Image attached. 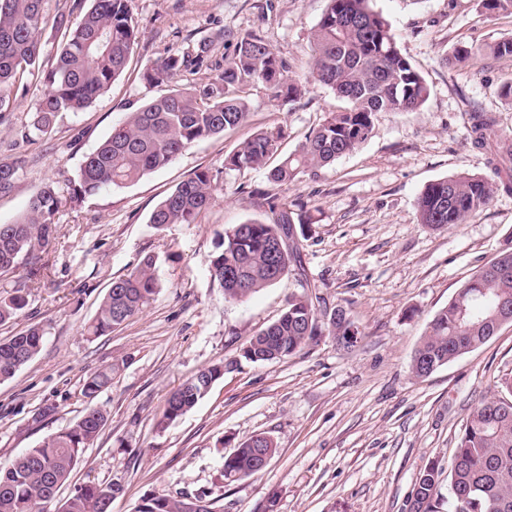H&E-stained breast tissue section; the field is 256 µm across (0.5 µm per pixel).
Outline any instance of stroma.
Instances as JSON below:
<instances>
[{
	"label": "stroma",
	"instance_id": "obj_1",
	"mask_svg": "<svg viewBox=\"0 0 512 512\" xmlns=\"http://www.w3.org/2000/svg\"><path fill=\"white\" fill-rule=\"evenodd\" d=\"M90 0H43L41 67L26 87H11L0 114V162L22 165L15 190L0 196V224L14 222L44 185L62 199L48 266L35 279L25 269L0 272V297L28 290V305L0 326V340L40 326L39 353L0 382V464L71 426L98 407L109 420L69 483L116 482L112 512H134L153 495L221 500L224 512H405L416 478L429 464L447 468L471 406L512 372V324L481 348L424 378L414 377V351L435 314L460 284L497 254L512 234V193L497 192L464 223L433 230L418 221L424 188L460 174L493 178L490 155L472 147L469 111L492 115L512 141L511 59L478 57L450 67L460 43L512 36V14L487 15L479 0H372L401 54L430 95L413 112H383L354 152L285 185L266 171H229L224 158L256 131L283 127L292 152L338 102L310 78L311 33L328 0H129L137 42L123 74L86 110L63 112L51 131L28 137L45 77L63 43L53 22L76 25ZM259 33L283 57L303 88L286 102L257 86L245 123L195 143L164 169L119 189L73 196L77 171L129 113L169 90L201 85L224 64L235 36ZM190 62L167 83L150 85L146 68L173 53ZM218 187L194 224L155 229L154 208L197 169ZM303 205L313 219L300 240L302 272L241 302L225 300L207 260L224 230L270 218L268 197ZM158 258L161 289L140 314L105 336L85 326L113 278L146 255ZM315 285L324 309L349 312L362 336L353 349L322 336L299 353L251 363L241 352L277 319L303 283ZM229 363L197 405L169 427L156 418L169 394L199 369ZM111 368L112 384L95 398L81 393L88 375ZM50 417H42L45 407ZM279 452L244 480L224 481L222 457L257 434Z\"/></svg>",
	"mask_w": 512,
	"mask_h": 512
}]
</instances>
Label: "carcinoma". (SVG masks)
<instances>
[{"label":"carcinoma","instance_id":"obj_1","mask_svg":"<svg viewBox=\"0 0 512 512\" xmlns=\"http://www.w3.org/2000/svg\"><path fill=\"white\" fill-rule=\"evenodd\" d=\"M43 0H0V110L9 106L4 91L23 83L39 65V33L45 18ZM129 0H91L80 24L68 32L46 77L47 90L39 99L29 132L45 133L61 112L87 108L119 77L136 44ZM311 77L329 88L344 106L314 128L293 152H282L285 130L263 129L240 143L224 158L228 170L270 167L269 179L292 183L355 151L372 133L380 112H411L428 99L423 77L399 51L388 22L369 7V0H329L310 41ZM483 54L512 58V38L492 44H458L445 58L450 66ZM185 56L171 55L143 73L148 84L169 81ZM261 85L275 98L292 100L301 94L288 76V65L256 33L237 38L224 67L199 88L173 89L151 100L112 132L82 161L73 197L121 188L171 164L191 145L223 134L244 123L249 114L246 93ZM472 145L489 149L507 160L512 149L497 134L495 120L484 112L469 113ZM19 164L0 162V196L8 195L19 179ZM512 190V182L495 184L477 175H456L428 184L418 199L419 222L434 229L462 224L484 209L498 189ZM210 172L198 170L179 183L151 213L149 223L194 224L215 199ZM62 200L45 187L31 201L27 213L11 224H0V272L25 263L30 275L46 268L44 254L54 238ZM272 218L249 220L226 230L208 258L211 279L224 298L243 301L302 269L298 236H306L308 218L271 200ZM288 241L281 249L279 244ZM158 258L149 255L129 274L112 280L98 310L85 328L89 336H104L147 308L161 288ZM27 306V291L0 299V325L15 320ZM512 315V235L490 261L465 280L433 318L419 341L411 370L417 377L434 372L491 340ZM336 313L319 319L318 308L306 293L288 299L281 315L254 334L241 357L253 363L290 357L316 337L327 334L341 342L336 329L355 326ZM43 330L32 326L0 341V380L12 378L40 351ZM229 366L215 364L199 370L171 393L157 421L167 428L192 409L224 377ZM112 381V369L90 375L83 393L93 398ZM501 395L471 407L448 465V512H512V375L498 382ZM108 421L106 412L91 408L72 426L50 436L10 464L0 468V512H42L54 500L83 461L84 449ZM269 457L277 443L268 436L251 437L222 457L224 482L233 483L260 472L256 453ZM442 471L430 465L416 478L406 512H437ZM118 483H89L74 488L57 512H112ZM183 497H146L135 512H183Z\"/></svg>","mask_w":512,"mask_h":512}]
</instances>
